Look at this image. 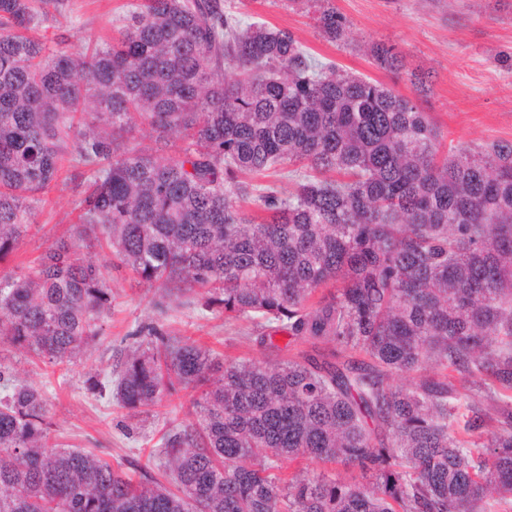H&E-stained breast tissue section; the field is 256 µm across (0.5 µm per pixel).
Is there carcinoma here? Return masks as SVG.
Instances as JSON below:
<instances>
[{
    "mask_svg": "<svg viewBox=\"0 0 512 512\" xmlns=\"http://www.w3.org/2000/svg\"><path fill=\"white\" fill-rule=\"evenodd\" d=\"M65 2L0 0V262L64 164L84 186L72 234L0 272V337L63 364L100 335L97 230L156 307L194 294L246 341L309 350L221 360L137 330L147 347L90 390L130 409L198 393L161 437L167 485L52 446L43 394L0 363V512H512V141L445 153L417 98L224 0H128L111 42L50 52L26 32ZM137 119L174 155L133 145ZM287 162L285 186L246 181ZM298 459L358 475L285 473Z\"/></svg>",
    "mask_w": 512,
    "mask_h": 512,
    "instance_id": "1",
    "label": "carcinoma"
}]
</instances>
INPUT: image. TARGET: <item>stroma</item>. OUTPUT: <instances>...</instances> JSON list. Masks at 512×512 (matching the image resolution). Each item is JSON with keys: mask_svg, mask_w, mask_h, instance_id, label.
Returning <instances> with one entry per match:
<instances>
[{"mask_svg": "<svg viewBox=\"0 0 512 512\" xmlns=\"http://www.w3.org/2000/svg\"><path fill=\"white\" fill-rule=\"evenodd\" d=\"M125 2L69 0L62 10L49 11L34 35L52 51L101 45L111 40L112 22L124 14ZM332 2L347 25L346 39L338 43L320 35L306 0H224V6L244 22L292 31L315 56L398 94L412 95V72L430 73L431 91L421 105L439 127L443 146L479 148L512 141V0ZM372 43L394 47L404 58V70L380 69L363 51ZM80 182L77 169L62 168L57 182L41 193L23 240L1 270L24 271L72 232ZM82 254L110 270L112 310L95 344L70 362L53 365L2 342L0 362L11 367L17 382L43 392L52 442L102 455L135 477L159 448L163 432L194 418L187 390L165 397L148 412L123 408L118 400L100 399L87 390L88 378L110 373L140 344L138 329L151 326L167 336H187L228 358L265 361L269 354L243 343V335L252 330L249 323L225 320L193 304L156 308L155 288L114 268L111 248L96 236L87 237Z\"/></svg>", "mask_w": 512, "mask_h": 512, "instance_id": "obj_1", "label": "stroma"}]
</instances>
